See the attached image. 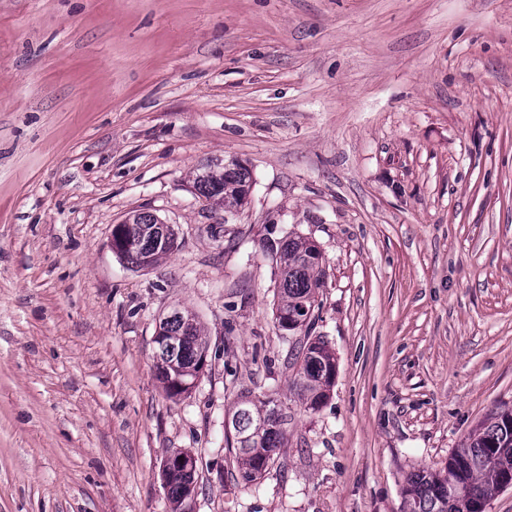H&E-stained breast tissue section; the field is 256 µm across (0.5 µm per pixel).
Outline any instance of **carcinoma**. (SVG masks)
I'll list each match as a JSON object with an SVG mask.
<instances>
[{
	"label": "carcinoma",
	"instance_id": "cac0c4a2",
	"mask_svg": "<svg viewBox=\"0 0 512 512\" xmlns=\"http://www.w3.org/2000/svg\"><path fill=\"white\" fill-rule=\"evenodd\" d=\"M252 186L249 170L238 162L224 167L206 166L196 176L194 187L209 204L232 213L241 206ZM121 235L126 245L119 257L132 266L140 258L154 260L172 251L176 235L166 228L161 235V219L149 212H135L126 218ZM282 266L278 286L275 325L282 329L284 320L314 310L318 289L322 287V253L313 249L307 237L288 234L277 249ZM201 326L195 333L176 341V346L158 347L155 374L169 397L190 393L189 383L202 366ZM288 355L297 365L293 384L306 400L307 408L317 411L329 398L336 377V355L326 342L316 336H304L300 344L289 347ZM230 416L237 421L226 435L227 446L237 455L242 478L252 483L262 478L282 447L288 425V409L274 399L253 400L244 394ZM248 437L241 445L237 435ZM197 482L196 470L174 467L165 478L168 498L180 512ZM512 484V408L491 412L465 437L448 461L440 468L422 467L407 477L404 495L410 512H485L487 502L497 492Z\"/></svg>",
	"mask_w": 512,
	"mask_h": 512
}]
</instances>
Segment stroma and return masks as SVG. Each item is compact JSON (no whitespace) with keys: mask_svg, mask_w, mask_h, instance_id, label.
I'll return each mask as SVG.
<instances>
[{"mask_svg":"<svg viewBox=\"0 0 512 512\" xmlns=\"http://www.w3.org/2000/svg\"><path fill=\"white\" fill-rule=\"evenodd\" d=\"M249 169L210 208L206 165ZM172 225L147 269L109 245ZM323 255L310 333L336 354L308 410L274 323L288 233ZM194 312L208 365L155 378ZM292 416L244 483L240 395ZM512 407V0H0V512H409L408 474ZM251 186V174L239 162H231L224 167L206 166L194 182L199 197L228 213L238 210ZM250 194L245 197L242 207L248 203ZM127 224L123 226L121 235L126 245L119 257L133 267L138 265L141 257L154 256L156 263L162 256L172 251L176 235L173 227L166 228L165 240L161 241L159 229L164 226L161 219L149 212H135L126 218ZM185 315H193L196 320V329L193 336H182V338H178L179 331L181 328L180 321L176 318L173 320H169L172 317L183 316L179 311L178 307H173L167 314L164 316L161 321H166L165 331L169 333L164 336L162 334V330L160 328L161 321L159 322V326L157 328L156 334L154 336L155 340H158L162 346L165 343H169V340L163 339L164 336L166 339L173 340L174 338H178L176 341V346L169 348L168 344L165 345L164 348L158 346L156 348L157 353H159V361L157 362V357L155 356V374L157 380L161 383L163 391L166 393L168 397H175L178 394L186 393L188 395L190 393L189 383H192L195 379V373L198 372L202 366L203 356L202 350L203 346L206 345V340L203 338V334L201 332V326L199 325L195 314L190 312L187 309H182ZM182 331L185 334H188L192 330V326L194 324L192 318L182 317ZM174 335V336H170ZM157 344V343H155ZM208 352H206L203 366L198 373V377L195 380V386H197L201 376L204 374L205 368L207 366V358ZM193 388V389H194ZM196 469L185 471L177 464L169 471L165 478L164 486L167 488L168 498L175 508V512H181L183 503L190 493V486L197 484Z\"/></svg>","mask_w":512,"mask_h":512,"instance_id":"obj_1","label":"stroma"}]
</instances>
